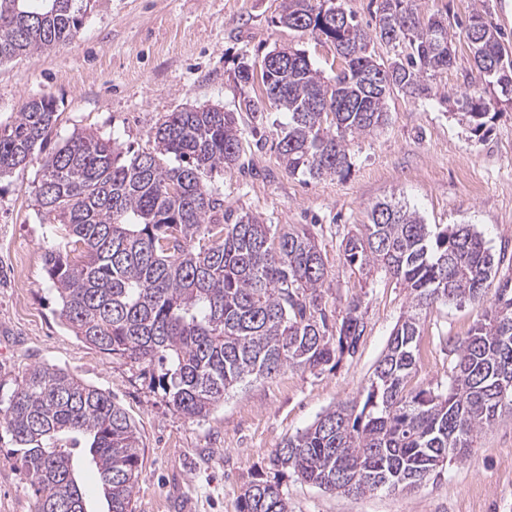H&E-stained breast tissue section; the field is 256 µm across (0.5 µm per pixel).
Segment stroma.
I'll return each mask as SVG.
<instances>
[{
  "mask_svg": "<svg viewBox=\"0 0 512 512\" xmlns=\"http://www.w3.org/2000/svg\"><path fill=\"white\" fill-rule=\"evenodd\" d=\"M281 0H92L79 34L52 51L0 62V123L26 100L55 99L52 145L92 130L121 150L147 145L169 112L215 104L234 110L241 94L261 96V83L243 87L237 67L270 50L292 46L316 66L332 60L329 46L279 24ZM441 15L453 37L448 70L426 77L422 96L387 99L388 121L349 146L342 174L312 178L285 172L277 128L287 113L273 109L238 116L240 162L213 173L209 185L234 215L267 224H305L328 276L327 310L342 318L360 299L365 332L354 355L320 369L286 368L251 377L226 392L203 420L175 412L147 366L81 342L60 321L46 274L47 247L64 230L40 210L31 162L0 178V393L36 363L67 369L112 393L133 419L141 441L135 512H237L243 489L272 475V452L340 402L369 385L390 334L409 310L406 288L383 270L349 266L343 241L366 223L370 208L393 200L425 223L468 224L502 256L498 280L512 278V96L478 78L460 25L474 14L497 27L512 49V0H419ZM482 96L489 105L481 131L461 116L458 101ZM484 307L467 301L435 304L422 314L416 367L409 387L447 385L458 337L483 321ZM290 512H512V415L483 429L469 456L431 473L411 490L331 494L285 474ZM35 496L9 449L0 448V512H34Z\"/></svg>",
  "mask_w": 512,
  "mask_h": 512,
  "instance_id": "1",
  "label": "stroma"
}]
</instances>
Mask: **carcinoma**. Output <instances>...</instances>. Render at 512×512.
<instances>
[{"label":"carcinoma","mask_w":512,"mask_h":512,"mask_svg":"<svg viewBox=\"0 0 512 512\" xmlns=\"http://www.w3.org/2000/svg\"><path fill=\"white\" fill-rule=\"evenodd\" d=\"M90 0H0V61L38 55L73 39ZM282 0L279 23L319 42H341V28L307 2L298 24ZM376 38L397 48L380 62L370 35L352 14L348 27L364 51L328 77L305 51L288 48V68L269 76L241 63L243 85L260 75L264 104L245 96L239 111L288 113L278 151L290 176L331 177L349 167V145L387 120L390 90L363 84L359 72L388 67L393 86L409 96L429 92L424 75L453 63L448 29L417 0H379ZM465 39L484 79L512 93V64L497 29L485 24ZM330 111H307L312 100ZM474 131L488 105L464 96ZM56 122L52 97L30 98L0 124V178L34 160L36 199L65 227L64 242L46 250V271L60 300L59 317L85 343L114 357L157 368V384L173 409L201 419L224 394L251 376L286 367L317 369L353 354L364 334L361 302H347L332 327L323 302L327 277L310 230L234 216L205 176L232 166L242 152L236 113L212 105L170 112L149 147L123 158L112 139L77 132L46 151ZM346 262L381 268L409 290L411 310L398 323L361 398L339 404L285 440L272 455L277 475L245 489L237 512H288L278 474L292 471L326 492L358 495L412 488L436 468L461 460L474 438L512 411V282L494 283L495 258L466 224L435 231L417 212L379 201L368 223L349 236ZM490 304V314L453 344L448 385L407 388L416 367L421 311L434 303ZM29 479L35 512H87L76 479L74 449L84 448L98 475L106 512H134L140 444L128 413L112 395L49 364L26 369L0 398V447Z\"/></svg>","instance_id":"cac0c4a2"}]
</instances>
